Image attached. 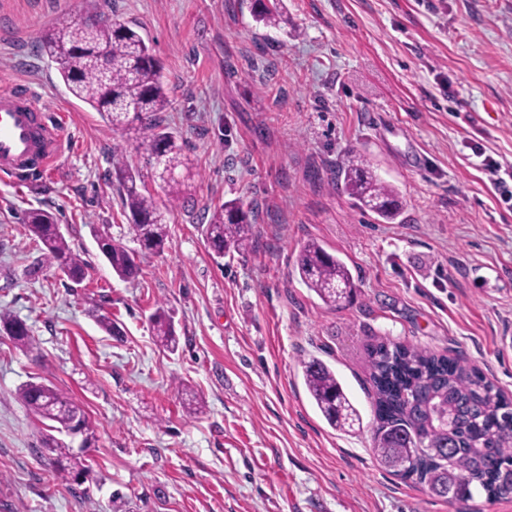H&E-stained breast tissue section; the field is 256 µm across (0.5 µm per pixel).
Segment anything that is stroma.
<instances>
[{
  "instance_id": "stroma-1",
  "label": "stroma",
  "mask_w": 512,
  "mask_h": 512,
  "mask_svg": "<svg viewBox=\"0 0 512 512\" xmlns=\"http://www.w3.org/2000/svg\"><path fill=\"white\" fill-rule=\"evenodd\" d=\"M287 28L239 0H0V89L30 92L63 147L40 178L0 175V512H512V499L448 504L375 451L370 352L402 344L479 368L512 397V0H282ZM136 25L162 67V123L191 160L194 208L162 182L164 253L145 254L124 213L115 161L145 168L132 138L76 100L38 50L61 15ZM499 165L502 185L481 170ZM364 159L401 194L391 223L337 183ZM255 212L253 242L215 257L203 213ZM52 213L87 263L28 276L29 211ZM137 252L113 276L91 235ZM341 258L352 303L326 306L295 268L307 241ZM164 308L176 352L151 316ZM108 315L123 333L102 332ZM335 371L362 415L332 428L301 362ZM43 382L81 406L97 439L77 485L55 473L48 422L19 395ZM202 400L201 411L186 410ZM151 319L159 345L163 349L174 351L177 348L178 340L171 317L165 313L164 309H157ZM0 324L17 346L26 349H32L34 347V337L31 334V330L24 322L11 317V315L6 312H0Z\"/></svg>"
}]
</instances>
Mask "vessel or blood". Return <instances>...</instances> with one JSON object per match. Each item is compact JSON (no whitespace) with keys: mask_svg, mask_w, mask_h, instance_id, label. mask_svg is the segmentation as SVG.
<instances>
[{"mask_svg":"<svg viewBox=\"0 0 512 512\" xmlns=\"http://www.w3.org/2000/svg\"><path fill=\"white\" fill-rule=\"evenodd\" d=\"M61 150L57 125L25 91H0V172L19 181L42 174Z\"/></svg>","mask_w":512,"mask_h":512,"instance_id":"1","label":"vessel or blood"}]
</instances>
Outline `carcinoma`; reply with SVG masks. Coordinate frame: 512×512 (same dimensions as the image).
Listing matches in <instances>:
<instances>
[{
	"instance_id": "1",
	"label": "carcinoma",
	"mask_w": 512,
	"mask_h": 512,
	"mask_svg": "<svg viewBox=\"0 0 512 512\" xmlns=\"http://www.w3.org/2000/svg\"><path fill=\"white\" fill-rule=\"evenodd\" d=\"M279 0H250L254 21L265 28L277 29L284 22ZM111 50L106 69H100L95 51L100 46ZM38 49L55 64V69L71 95L89 105L110 125L134 133L136 149L147 156L152 175L167 184L173 200L184 203L189 185L175 177L178 170H189L172 132L163 126L159 113L166 112L171 100L161 69L139 32L128 23L100 25L83 29L71 17L61 18L46 31ZM343 189L364 210L384 222L400 216L403 203L395 186L382 181L363 160L352 158L340 170ZM122 203L137 225L143 248L154 254L164 252L169 242L165 214L147 192L144 174L129 167L119 169ZM27 229L39 246L41 258L30 268L36 274L44 263L67 269L66 276L80 283L86 276V263L72 252L53 214L34 210L27 216ZM205 236L218 257L230 251L247 249L251 242L250 212L238 199L224 201L208 218ZM113 274L122 281L135 280L141 273L138 255L114 240L98 247ZM300 281L327 305L338 307L350 301L355 285L346 263L328 253L319 243L305 244L297 259ZM159 345L169 351L177 348L174 325L164 310L152 315ZM0 325L17 346L31 349L34 337L26 324L0 312ZM371 360L372 380L376 387L375 411L379 430L391 437V453L404 462L396 472L416 477L433 487L431 493L448 503L468 502L480 493L486 500L507 497L502 485H512V453L503 446L512 442V402L507 400L476 368H467L445 356L383 343L374 347ZM309 396L327 423L348 431L361 424L362 417L336 378L335 372L321 359L301 362ZM25 404L35 414L56 423L54 430L77 429L88 446L95 432L84 411L55 387L28 382L20 388ZM438 397L453 408V429L435 431L438 454L409 452L416 432L428 425L422 403ZM43 447L53 455L56 471L69 481L87 471L80 456L55 436H45Z\"/></svg>"
}]
</instances>
